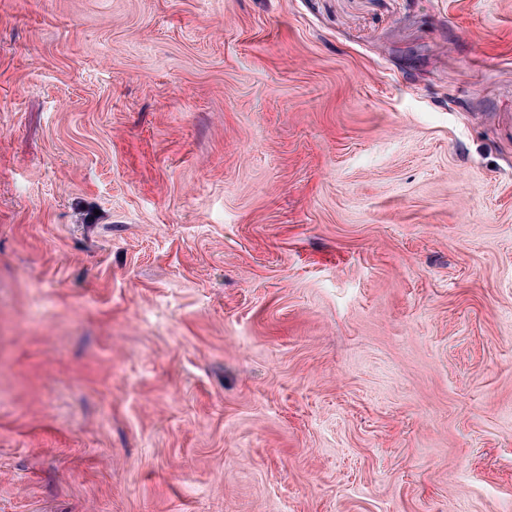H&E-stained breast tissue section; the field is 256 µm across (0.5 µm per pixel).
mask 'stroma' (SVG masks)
<instances>
[{"label": "stroma", "instance_id": "35a3bbf8", "mask_svg": "<svg viewBox=\"0 0 512 512\" xmlns=\"http://www.w3.org/2000/svg\"><path fill=\"white\" fill-rule=\"evenodd\" d=\"M0 512H512V0H0Z\"/></svg>", "mask_w": 512, "mask_h": 512}]
</instances>
